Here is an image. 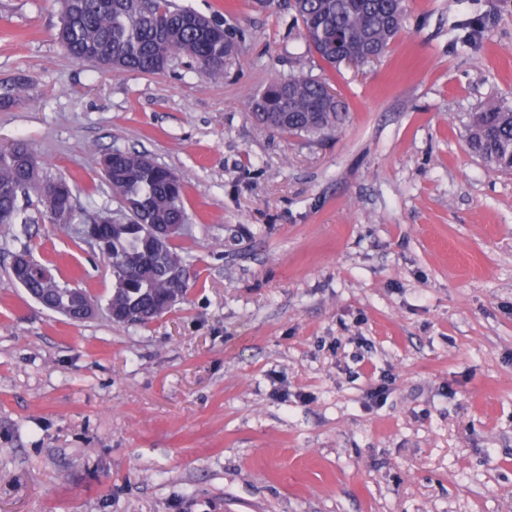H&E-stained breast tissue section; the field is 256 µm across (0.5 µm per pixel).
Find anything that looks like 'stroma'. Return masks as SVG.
Instances as JSON below:
<instances>
[{"mask_svg":"<svg viewBox=\"0 0 512 512\" xmlns=\"http://www.w3.org/2000/svg\"><path fill=\"white\" fill-rule=\"evenodd\" d=\"M170 5L243 33L223 80L76 61L57 0H0V151L32 143L90 213L121 206L102 155L149 153L189 223L184 300L124 326L110 268L36 196L0 225V512H512V172L463 139L512 106V0H409L382 58L337 68L288 0ZM291 71L345 99L337 132L251 116ZM25 245L92 319L12 281Z\"/></svg>","mask_w":512,"mask_h":512,"instance_id":"obj_1","label":"stroma"}]
</instances>
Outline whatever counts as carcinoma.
I'll return each mask as SVG.
<instances>
[{"instance_id": "cac0c4a2", "label": "carcinoma", "mask_w": 512, "mask_h": 512, "mask_svg": "<svg viewBox=\"0 0 512 512\" xmlns=\"http://www.w3.org/2000/svg\"><path fill=\"white\" fill-rule=\"evenodd\" d=\"M62 26L58 37L78 61L92 54L112 58V71H157L161 55L185 57L212 80L224 78L226 42L236 34L190 9H171L169 0H60ZM293 24L307 49L335 67L343 62L367 63L382 57L402 31L406 0H293ZM325 78L290 72L274 79L251 98L252 115L272 130L290 135H318L338 129L346 106L329 94ZM470 151L493 168L512 171V107L491 105L471 115L467 127ZM112 192L124 204L118 222L104 225L102 258L112 271L109 313L134 310L145 324L168 312L176 285L172 267L183 265L176 244L159 254L144 236L149 224H178L188 219L183 205L184 184L168 168L140 151L116 148L102 156ZM37 149L27 142L0 152V209L15 212L14 222L32 217L21 212L18 198L35 192L48 218L65 230L81 217L71 183L43 179ZM12 278L45 308L75 321L87 292L56 279L45 282L35 265L25 276L11 266Z\"/></svg>"}]
</instances>
